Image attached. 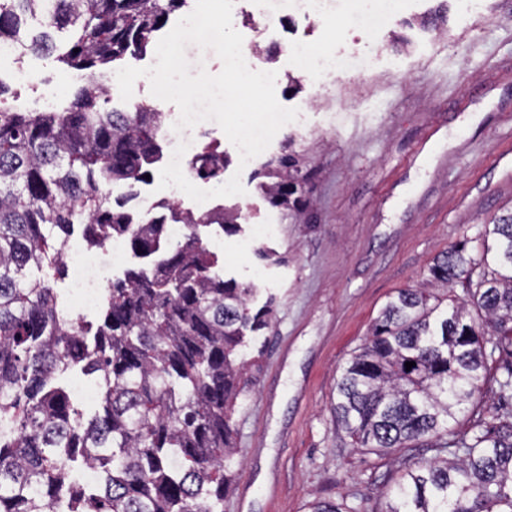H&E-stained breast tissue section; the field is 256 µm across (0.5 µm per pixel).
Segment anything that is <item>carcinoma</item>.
<instances>
[{
    "instance_id": "1",
    "label": "carcinoma",
    "mask_w": 512,
    "mask_h": 512,
    "mask_svg": "<svg viewBox=\"0 0 512 512\" xmlns=\"http://www.w3.org/2000/svg\"><path fill=\"white\" fill-rule=\"evenodd\" d=\"M184 3L0 0V44L51 54L53 33L67 30L58 61L92 80L145 54ZM110 98L90 84L62 112L0 105V512H224L239 465L237 355L270 326L272 308L252 311L253 288L224 279L203 243L202 227L239 231L235 209L196 216L167 205L140 223L112 205V187L146 181L160 160L163 113L103 108ZM196 171L224 172L220 146L203 147ZM263 176L272 206L301 210L308 173L298 159L272 158ZM169 224L190 233L173 240ZM488 224L473 248L465 240L438 257L422 286L399 290L341 368L336 423L364 448L407 452L381 512H512V428L481 421L464 439L455 427L488 362L512 357V210ZM77 228L90 247L126 238L149 260L107 289L95 326L64 321L44 275L65 272ZM456 284L478 317L464 304L440 310L429 292ZM74 367L99 388L101 411L87 421L58 384ZM88 469L91 486L78 477Z\"/></svg>"
}]
</instances>
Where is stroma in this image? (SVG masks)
Segmentation results:
<instances>
[{
  "instance_id": "stroma-1",
  "label": "stroma",
  "mask_w": 512,
  "mask_h": 512,
  "mask_svg": "<svg viewBox=\"0 0 512 512\" xmlns=\"http://www.w3.org/2000/svg\"><path fill=\"white\" fill-rule=\"evenodd\" d=\"M446 2L447 36L413 25ZM417 0L377 39L342 18L325 23L324 52L360 42L375 57V77L318 75L280 79L282 106L299 120L248 166L222 129L209 123L202 144H217L225 177L245 189L224 206L248 207L241 230L223 235L225 279L253 284V308L274 303L271 326L239 354L246 389L233 422L241 463L224 512H310L320 500L381 512L385 475L399 456L356 447L331 407L339 369L358 353L373 321L402 288L418 286L433 261L484 222L512 208V0ZM39 73L32 87L9 83L7 104L39 108L43 94L67 105L86 74L55 57L25 55ZM295 154L311 178L300 214L272 206L260 189L267 159ZM270 223L272 235L257 236ZM265 248L280 263L255 253ZM502 362L456 425L477 420L512 427V399L496 380Z\"/></svg>"
}]
</instances>
